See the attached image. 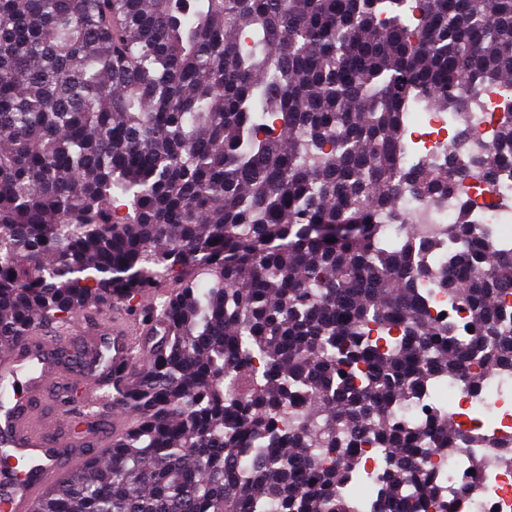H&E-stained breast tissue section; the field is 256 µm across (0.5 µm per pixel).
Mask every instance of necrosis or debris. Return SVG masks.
Wrapping results in <instances>:
<instances>
[{
    "label": "necrosis or debris",
    "instance_id": "necrosis-or-debris-1",
    "mask_svg": "<svg viewBox=\"0 0 512 512\" xmlns=\"http://www.w3.org/2000/svg\"><path fill=\"white\" fill-rule=\"evenodd\" d=\"M511 104L512 93L499 85L484 88L475 105L477 116L469 121L470 152H484L493 144V127L486 116ZM466 198L474 216L470 240L488 239L496 248L512 251V175L503 174L492 186L470 181ZM402 205L417 233L434 238L454 222L459 200L452 196L423 202L407 198ZM441 385L447 391V408L457 420L466 421L476 404L484 419L479 440H461L455 450L433 455L432 468L442 484L441 503L448 512H512V466L499 461L502 449L512 446V395L504 393L506 386H512V371L500 368L485 373L475 390L458 378L442 380Z\"/></svg>",
    "mask_w": 512,
    "mask_h": 512
}]
</instances>
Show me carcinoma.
I'll list each match as a JSON object with an SVG mask.
<instances>
[{
  "mask_svg": "<svg viewBox=\"0 0 512 512\" xmlns=\"http://www.w3.org/2000/svg\"><path fill=\"white\" fill-rule=\"evenodd\" d=\"M488 81L512 88V0H0V353L175 284L158 343L101 379L93 414L134 423L33 512H356L359 482L371 512L437 503L458 424L393 410L512 368V252L436 263L469 203L427 240L402 192L512 170V110L461 162L458 91ZM433 107L456 126L441 163L402 162ZM438 290L469 341L428 313Z\"/></svg>",
  "mask_w": 512,
  "mask_h": 512,
  "instance_id": "cac0c4a2",
  "label": "carcinoma"
}]
</instances>
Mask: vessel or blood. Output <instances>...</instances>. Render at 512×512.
<instances>
[{
    "label": "vessel or blood",
    "mask_w": 512,
    "mask_h": 512,
    "mask_svg": "<svg viewBox=\"0 0 512 512\" xmlns=\"http://www.w3.org/2000/svg\"><path fill=\"white\" fill-rule=\"evenodd\" d=\"M78 333L85 338L80 372L109 367L129 373L136 367L131 338L120 322L98 320L82 325ZM57 340L54 330L41 328L21 346L0 354V382L10 385L0 401V452L15 455L30 470L21 479L0 473V503L8 512H31L69 469L107 459L113 435L128 422L117 410L107 426L82 437L70 434L71 415L43 410V400L66 383Z\"/></svg>",
    "instance_id": "vessel-or-blood-1"
}]
</instances>
